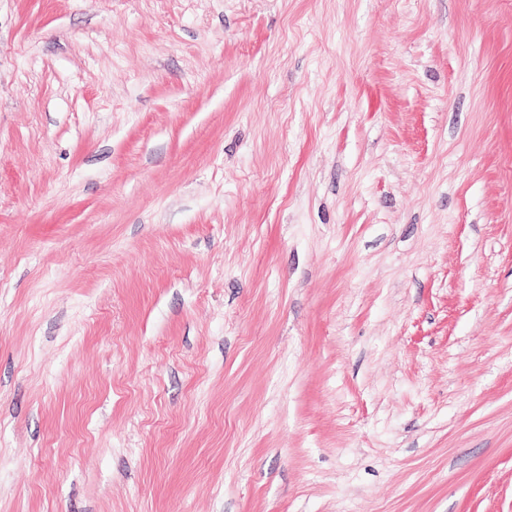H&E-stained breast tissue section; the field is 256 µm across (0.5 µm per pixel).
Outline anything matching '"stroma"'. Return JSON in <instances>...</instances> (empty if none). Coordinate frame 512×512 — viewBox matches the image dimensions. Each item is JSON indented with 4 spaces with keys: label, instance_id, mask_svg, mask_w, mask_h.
Instances as JSON below:
<instances>
[{
    "label": "stroma",
    "instance_id": "stroma-1",
    "mask_svg": "<svg viewBox=\"0 0 512 512\" xmlns=\"http://www.w3.org/2000/svg\"><path fill=\"white\" fill-rule=\"evenodd\" d=\"M0 512H512V0H0Z\"/></svg>",
    "mask_w": 512,
    "mask_h": 512
}]
</instances>
